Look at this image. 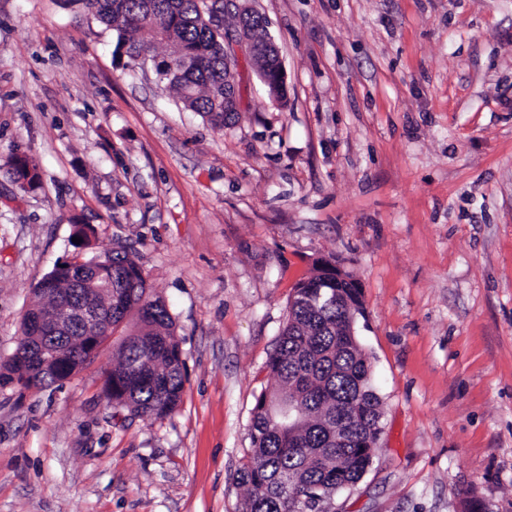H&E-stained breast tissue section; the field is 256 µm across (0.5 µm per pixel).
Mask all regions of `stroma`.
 <instances>
[{
    "label": "stroma",
    "mask_w": 512,
    "mask_h": 512,
    "mask_svg": "<svg viewBox=\"0 0 512 512\" xmlns=\"http://www.w3.org/2000/svg\"><path fill=\"white\" fill-rule=\"evenodd\" d=\"M251 6L287 95L240 59L219 128L81 0H0V365L78 224L134 249L186 365L157 421L107 405L110 347L62 387L0 384V512H241L267 360L325 259L360 286L383 428L329 512H512V0Z\"/></svg>",
    "instance_id": "1"
}]
</instances>
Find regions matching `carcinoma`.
I'll use <instances>...</instances> for the list:
<instances>
[{
	"mask_svg": "<svg viewBox=\"0 0 512 512\" xmlns=\"http://www.w3.org/2000/svg\"><path fill=\"white\" fill-rule=\"evenodd\" d=\"M89 13L117 34L118 43L134 61L156 64L159 82L175 91L184 108L201 114L217 127L235 120L233 76L224 62L228 28L209 24L205 0H82ZM235 28L248 29L255 60L275 80L276 58L265 53L271 38L259 16L235 14ZM166 43L171 54L152 55ZM14 175L40 182L37 167L26 158L13 159ZM109 264L86 259L76 282L112 288V333L120 334L117 361L103 374L101 392L109 406L148 420L167 417L179 406L186 380L185 362L175 323L164 300L153 293L130 249L104 252ZM288 321L267 363L277 386L255 399L251 418L250 459L239 480L251 489L242 512H318L316 496L331 497L355 485L372 464L374 448H361V438H380L381 402L370 382L371 361L353 332L351 316L363 311L360 289L353 279L338 282L314 274L303 280ZM73 283L52 279L37 283L34 307L62 304L73 296ZM84 330L49 334L25 349L50 346L76 349ZM19 373L25 389H43L69 372L16 364L0 373L13 382ZM296 408L291 427L281 424L279 411Z\"/></svg>",
	"mask_w": 512,
	"mask_h": 512,
	"instance_id": "1",
	"label": "carcinoma"
}]
</instances>
